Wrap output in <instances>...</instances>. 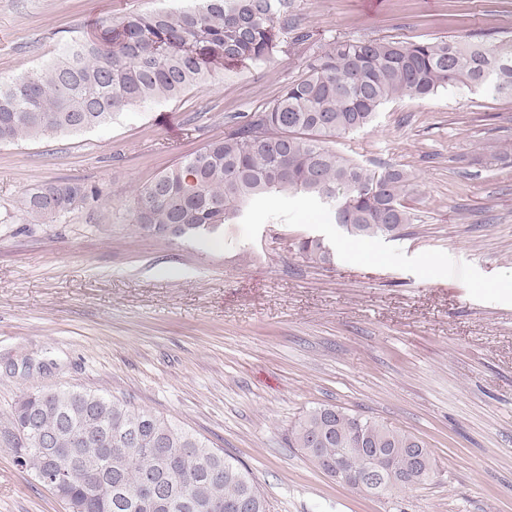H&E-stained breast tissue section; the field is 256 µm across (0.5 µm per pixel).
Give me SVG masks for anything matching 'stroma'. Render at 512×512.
I'll list each match as a JSON object with an SVG mask.
<instances>
[{"label":"stroma","mask_w":512,"mask_h":512,"mask_svg":"<svg viewBox=\"0 0 512 512\" xmlns=\"http://www.w3.org/2000/svg\"><path fill=\"white\" fill-rule=\"evenodd\" d=\"M189 0H0V80L46 64L106 15ZM335 38H512V0H301ZM303 72L302 52L220 73L106 125L0 146V512H66L21 467L9 415L36 389H101L188 428L246 468L269 512H512V97L448 92L387 104L335 148L415 183L406 236L362 241L300 197L254 202L207 238L131 224L138 188L223 136ZM58 181L105 200L45 224L24 190ZM328 240L334 264L297 254ZM334 404L407 430L426 484L372 497L336 482L289 428Z\"/></svg>","instance_id":"1"}]
</instances>
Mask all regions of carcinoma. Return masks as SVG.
Listing matches in <instances>:
<instances>
[{
  "label": "carcinoma",
  "mask_w": 512,
  "mask_h": 512,
  "mask_svg": "<svg viewBox=\"0 0 512 512\" xmlns=\"http://www.w3.org/2000/svg\"><path fill=\"white\" fill-rule=\"evenodd\" d=\"M298 0H193L178 10L125 13L102 20L99 35L74 37L40 70L0 80V145L80 132L104 125L129 107L175 100L220 71L266 63L284 47L308 44L313 33L293 22ZM467 87L512 95V39L487 46L469 34L397 40L335 39L305 58L304 73L265 107L165 169L137 190L131 223L164 235H216L251 202L302 195L328 208L334 223L358 239L398 238L415 223L407 205L412 183L396 164L368 169L329 147L371 125L386 104ZM389 191L385 210L368 196L373 183ZM99 186L45 182L23 192L21 209L57 222L104 198ZM357 215L351 223L343 213ZM300 255L334 263L330 243L301 236ZM49 439L29 443L31 414ZM19 435L17 463L40 475L70 477L65 504L78 512H266L250 473L196 433L147 409L92 389L34 390L12 409ZM288 446L311 462L340 459L349 478L369 466L388 481L432 459L417 435L336 405L309 409L288 430ZM153 474L161 496L137 487Z\"/></svg>",
  "instance_id": "1"
}]
</instances>
